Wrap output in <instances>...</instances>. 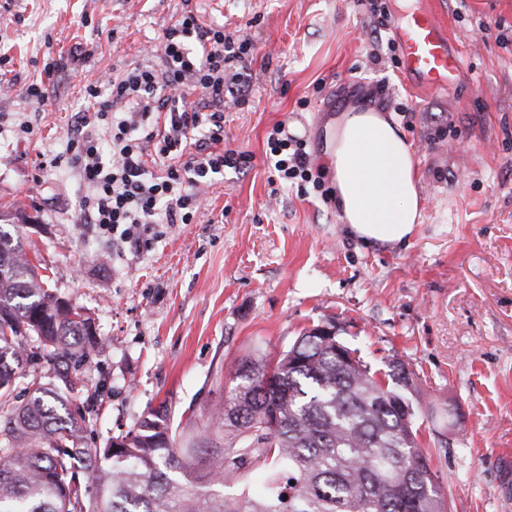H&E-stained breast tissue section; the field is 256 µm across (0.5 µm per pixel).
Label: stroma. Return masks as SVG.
Returning <instances> with one entry per match:
<instances>
[{
	"mask_svg": "<svg viewBox=\"0 0 512 512\" xmlns=\"http://www.w3.org/2000/svg\"><path fill=\"white\" fill-rule=\"evenodd\" d=\"M186 7L256 46L250 99L224 111L225 148L250 162L206 189L196 223L159 225L148 250L116 254L75 221L76 173L41 162L64 151L84 85L141 62ZM435 9L464 66L427 93L405 85L369 0H0V220L23 208L30 260L95 325L82 372L99 392L97 444L165 405L220 445L210 424L238 362L275 359L333 320L371 370L416 373L408 396L449 512H512V0ZM78 45L90 55L71 60ZM36 82L40 106L22 94ZM354 106L392 117L411 146L423 217L406 244H365L327 193L325 126ZM24 121L34 133L20 140ZM281 121L319 179L302 197L265 158Z\"/></svg>",
	"mask_w": 512,
	"mask_h": 512,
	"instance_id": "35a3bbf8",
	"label": "stroma"
}]
</instances>
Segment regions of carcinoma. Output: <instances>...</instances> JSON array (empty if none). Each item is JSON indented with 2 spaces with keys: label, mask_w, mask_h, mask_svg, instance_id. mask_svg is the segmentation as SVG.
I'll list each match as a JSON object with an SVG mask.
<instances>
[{
  "label": "carcinoma",
  "mask_w": 512,
  "mask_h": 512,
  "mask_svg": "<svg viewBox=\"0 0 512 512\" xmlns=\"http://www.w3.org/2000/svg\"><path fill=\"white\" fill-rule=\"evenodd\" d=\"M43 284L0 225V512H447L414 407L397 392L412 388L411 372L398 362L381 378L316 326L274 365L240 362L213 417L224 434L217 456H200V436L177 433L164 407L90 447L93 418L76 399L87 383L73 361L89 359L93 322ZM28 360L53 365L52 379L32 378L19 403L17 369ZM271 367L276 383L266 386ZM270 459L285 481L218 493Z\"/></svg>",
  "instance_id": "obj_1"
}]
</instances>
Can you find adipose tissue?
<instances>
[{
    "mask_svg": "<svg viewBox=\"0 0 512 512\" xmlns=\"http://www.w3.org/2000/svg\"><path fill=\"white\" fill-rule=\"evenodd\" d=\"M343 223L365 242L409 239L421 220L419 181L409 145L381 113L349 111L325 150Z\"/></svg>",
    "mask_w": 512,
    "mask_h": 512,
    "instance_id": "1",
    "label": "adipose tissue"
}]
</instances>
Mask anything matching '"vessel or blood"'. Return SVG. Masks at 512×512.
I'll return each mask as SVG.
<instances>
[{"label":"vessel or blood","mask_w":512,"mask_h":512,"mask_svg":"<svg viewBox=\"0 0 512 512\" xmlns=\"http://www.w3.org/2000/svg\"><path fill=\"white\" fill-rule=\"evenodd\" d=\"M394 36L401 49L402 75L412 87L435 91L455 81L460 58L451 51L447 29L429 0L395 26Z\"/></svg>","instance_id":"b4317fda"}]
</instances>
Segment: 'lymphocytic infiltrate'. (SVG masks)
Listing matches in <instances>:
<instances>
[{
    "instance_id": "1",
    "label": "lymphocytic infiltrate",
    "mask_w": 512,
    "mask_h": 512,
    "mask_svg": "<svg viewBox=\"0 0 512 512\" xmlns=\"http://www.w3.org/2000/svg\"><path fill=\"white\" fill-rule=\"evenodd\" d=\"M255 46L184 9L146 59L122 77L85 87L89 104L71 127L53 168L76 171L87 192L76 223L93 224L115 248L141 251L159 224H191L204 198L201 184L249 155L223 148L224 109L245 103L243 71ZM266 159L291 185L311 182L307 142L285 123L273 126Z\"/></svg>"
}]
</instances>
